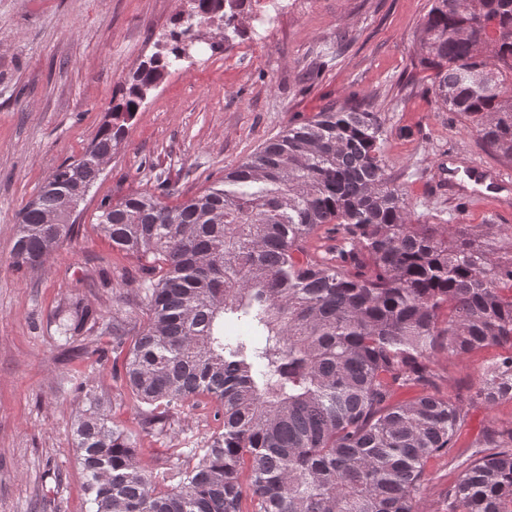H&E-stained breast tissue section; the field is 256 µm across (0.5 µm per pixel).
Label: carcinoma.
<instances>
[{"label":"carcinoma","instance_id":"obj_1","mask_svg":"<svg viewBox=\"0 0 512 512\" xmlns=\"http://www.w3.org/2000/svg\"><path fill=\"white\" fill-rule=\"evenodd\" d=\"M254 0H189L154 42L84 153L60 164L23 210L11 251L34 271L74 235L49 224L63 194L99 177L126 121L212 30L229 49ZM421 65L448 111L512 163V0H431ZM384 119L329 106L288 125L176 207L165 173L152 192L99 206L112 247L146 261L144 318L123 377L144 428L164 432L186 401L219 404L222 431L146 469L112 427L91 377L73 441L92 512H415L427 464L455 447L468 410L431 358L497 348L474 398L512 400V225L413 224L388 173ZM69 299L66 341L103 329ZM415 396L400 401L399 393ZM446 512H512V426L488 427ZM187 459H182V455ZM249 492L250 506L243 503Z\"/></svg>","mask_w":512,"mask_h":512}]
</instances>
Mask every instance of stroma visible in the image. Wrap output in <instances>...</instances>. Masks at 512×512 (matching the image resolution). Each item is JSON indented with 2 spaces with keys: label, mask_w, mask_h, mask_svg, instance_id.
<instances>
[{
  "label": "stroma",
  "mask_w": 512,
  "mask_h": 512,
  "mask_svg": "<svg viewBox=\"0 0 512 512\" xmlns=\"http://www.w3.org/2000/svg\"><path fill=\"white\" fill-rule=\"evenodd\" d=\"M429 0H257L228 51L198 43L126 125L122 141L79 207L76 233L42 269L11 267L23 207L61 163L96 136L121 86L183 11V0H0V512H91L71 437L82 405L75 386L92 375L111 399L112 423L148 469L168 465L178 433L222 428L218 405L186 402L165 435L145 432L121 380L111 335L62 346L57 314L71 295L111 318L127 309L142 272L113 250L95 222L101 202L153 191L169 174L177 205L201 193L289 124L327 105L360 100L385 120L389 170L415 224H511L512 165L482 148L436 99L419 66V27ZM495 355L438 358L443 389L467 394ZM512 424V400L476 401L452 452L431 461L419 512H443L471 443Z\"/></svg>",
  "instance_id": "1"
}]
</instances>
